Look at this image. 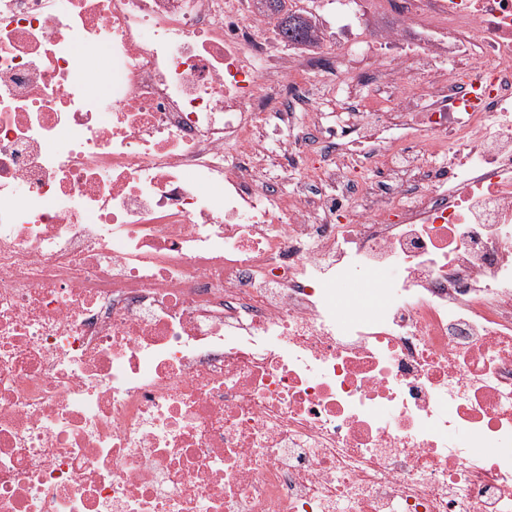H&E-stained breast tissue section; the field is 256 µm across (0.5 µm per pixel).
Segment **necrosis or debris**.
Listing matches in <instances>:
<instances>
[{
	"mask_svg": "<svg viewBox=\"0 0 512 512\" xmlns=\"http://www.w3.org/2000/svg\"><path fill=\"white\" fill-rule=\"evenodd\" d=\"M295 7L0 0V512H512V0ZM270 11L279 16V24L283 36L288 41H301L307 37V23L300 13L283 12L285 0H266Z\"/></svg>",
	"mask_w": 512,
	"mask_h": 512,
	"instance_id": "4bbe7bcc",
	"label": "necrosis or debris"
}]
</instances>
